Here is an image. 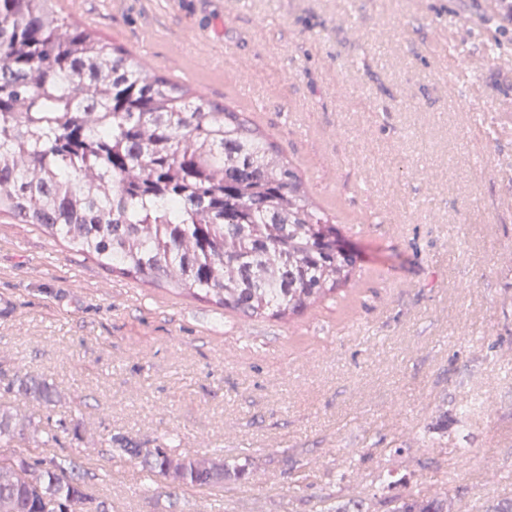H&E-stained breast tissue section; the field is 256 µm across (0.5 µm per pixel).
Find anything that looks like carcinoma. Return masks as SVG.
I'll return each mask as SVG.
<instances>
[{
  "instance_id": "obj_1",
  "label": "carcinoma",
  "mask_w": 512,
  "mask_h": 512,
  "mask_svg": "<svg viewBox=\"0 0 512 512\" xmlns=\"http://www.w3.org/2000/svg\"><path fill=\"white\" fill-rule=\"evenodd\" d=\"M0 213L34 224L104 270L163 285L249 318L290 320L345 285L353 258L328 246L331 218L309 200L276 145L237 112L196 95L72 19L59 0H0ZM47 407L27 374L8 390ZM44 432L0 409V512H112L68 455L18 443ZM123 450L175 488L248 476L242 464L176 456L159 443ZM391 512H446L417 495Z\"/></svg>"
}]
</instances>
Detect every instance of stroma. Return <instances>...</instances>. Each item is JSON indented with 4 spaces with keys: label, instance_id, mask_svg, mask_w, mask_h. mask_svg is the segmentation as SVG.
I'll return each mask as SVG.
<instances>
[{
    "label": "stroma",
    "instance_id": "obj_1",
    "mask_svg": "<svg viewBox=\"0 0 512 512\" xmlns=\"http://www.w3.org/2000/svg\"><path fill=\"white\" fill-rule=\"evenodd\" d=\"M74 18L280 148L355 259L289 321L111 274L0 216V404L61 394L112 512H320L424 490L512 500V20L487 0H75ZM228 449L212 494L113 436ZM16 393L25 399L36 401L45 405L47 408L55 406V391L46 380L26 374L24 378L18 380Z\"/></svg>",
    "mask_w": 512,
    "mask_h": 512
}]
</instances>
